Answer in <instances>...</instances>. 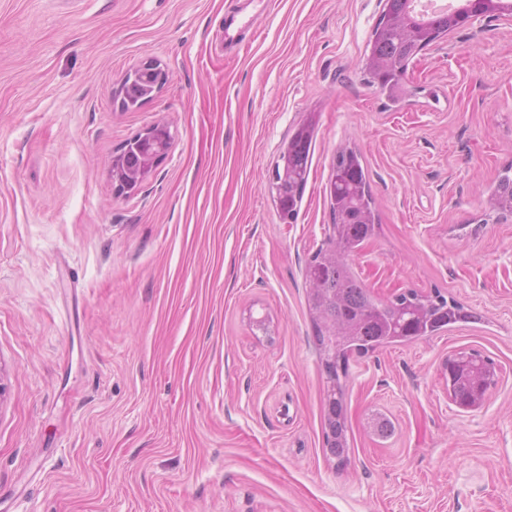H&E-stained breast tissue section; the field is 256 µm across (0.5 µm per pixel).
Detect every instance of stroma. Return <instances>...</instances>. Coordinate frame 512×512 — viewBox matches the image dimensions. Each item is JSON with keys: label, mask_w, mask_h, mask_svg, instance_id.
<instances>
[{"label": "stroma", "mask_w": 512, "mask_h": 512, "mask_svg": "<svg viewBox=\"0 0 512 512\" xmlns=\"http://www.w3.org/2000/svg\"><path fill=\"white\" fill-rule=\"evenodd\" d=\"M382 8L0 0V512H512V218L489 205L512 171V18L421 52L394 105L363 73ZM147 61L169 82L123 107ZM311 113L286 224L275 162ZM156 123L169 154L118 191L113 156ZM343 147L380 224L353 260L365 285L482 319L351 360L340 463L304 270ZM460 351L499 370L475 410L448 395Z\"/></svg>", "instance_id": "obj_1"}]
</instances>
